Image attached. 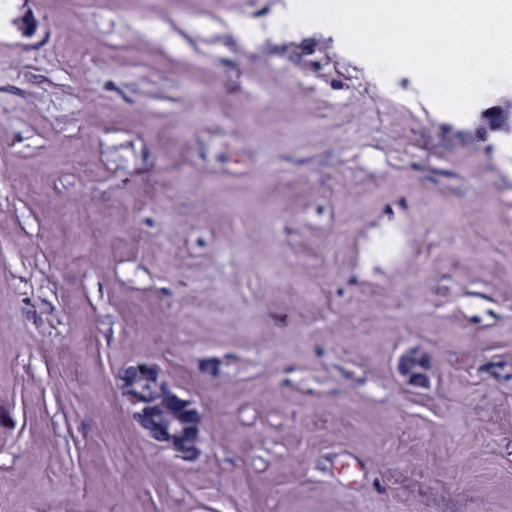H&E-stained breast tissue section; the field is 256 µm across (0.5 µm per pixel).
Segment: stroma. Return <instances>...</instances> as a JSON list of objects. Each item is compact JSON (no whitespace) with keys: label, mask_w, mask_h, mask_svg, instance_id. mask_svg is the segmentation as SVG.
Returning <instances> with one entry per match:
<instances>
[{"label":"stroma","mask_w":512,"mask_h":512,"mask_svg":"<svg viewBox=\"0 0 512 512\" xmlns=\"http://www.w3.org/2000/svg\"><path fill=\"white\" fill-rule=\"evenodd\" d=\"M275 4L0 0V512H512V130L248 39ZM143 360L197 460L128 418ZM399 226L380 224L369 231V241L362 254L363 270H369L375 265L389 264L397 258L402 241L398 233ZM399 375L409 386L425 387L431 379V363L429 356L419 348L405 351L397 364ZM125 410L138 430L182 461L202 454V416L195 402L168 382L158 365L139 361L118 375Z\"/></svg>","instance_id":"obj_1"}]
</instances>
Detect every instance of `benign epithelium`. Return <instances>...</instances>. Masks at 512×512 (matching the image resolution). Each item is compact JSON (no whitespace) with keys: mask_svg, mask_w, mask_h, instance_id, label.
<instances>
[{"mask_svg":"<svg viewBox=\"0 0 512 512\" xmlns=\"http://www.w3.org/2000/svg\"><path fill=\"white\" fill-rule=\"evenodd\" d=\"M397 370L409 386L430 383L429 356L418 348L400 356ZM118 380L125 410L141 433L182 461H193L202 454L201 413L191 398L168 382L158 365L136 362L124 367Z\"/></svg>","mask_w":512,"mask_h":512,"instance_id":"obj_1","label":"benign epithelium"}]
</instances>
